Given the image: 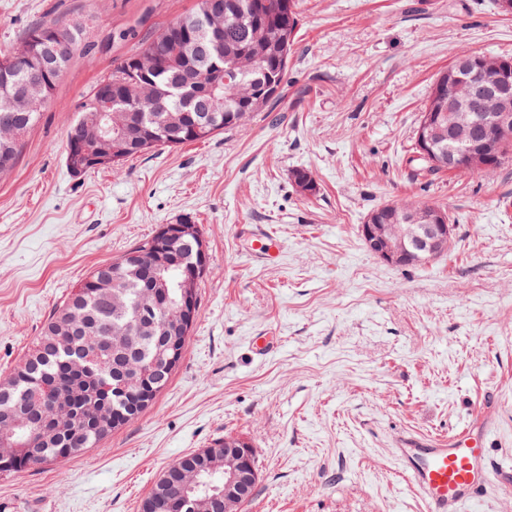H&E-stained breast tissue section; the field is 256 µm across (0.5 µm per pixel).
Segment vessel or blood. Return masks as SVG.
<instances>
[{"label":"vessel or blood","instance_id":"b4317fda","mask_svg":"<svg viewBox=\"0 0 512 512\" xmlns=\"http://www.w3.org/2000/svg\"><path fill=\"white\" fill-rule=\"evenodd\" d=\"M493 426V409L485 400L472 420L449 435L399 438L394 450L399 472L422 497L426 512H464L498 489L497 468L486 446Z\"/></svg>","mask_w":512,"mask_h":512}]
</instances>
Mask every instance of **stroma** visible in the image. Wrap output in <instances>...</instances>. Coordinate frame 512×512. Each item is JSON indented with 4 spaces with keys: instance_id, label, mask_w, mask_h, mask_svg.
Segmentation results:
<instances>
[{
    "instance_id": "obj_1",
    "label": "stroma",
    "mask_w": 512,
    "mask_h": 512,
    "mask_svg": "<svg viewBox=\"0 0 512 512\" xmlns=\"http://www.w3.org/2000/svg\"><path fill=\"white\" fill-rule=\"evenodd\" d=\"M195 0H0V53L33 22L87 15L93 62L56 85L0 176V379L93 267L163 224H197L210 266L181 363L103 445L0 473L9 512H139L177 458L230 435L256 450L242 512H425L397 471L399 435L447 434L498 397L492 455L512 465V156L497 173L413 160L436 75L459 52L512 57L494 0H300L283 96L242 129L82 176L66 131L101 76ZM309 169L316 194L292 182ZM446 209L447 254L384 263L360 227L388 203ZM276 236L255 256L245 230ZM276 347L257 358L258 339Z\"/></svg>"
}]
</instances>
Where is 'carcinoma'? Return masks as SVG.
I'll list each match as a JSON object with an SVG mask.
<instances>
[{"label":"carcinoma","mask_w":512,"mask_h":512,"mask_svg":"<svg viewBox=\"0 0 512 512\" xmlns=\"http://www.w3.org/2000/svg\"><path fill=\"white\" fill-rule=\"evenodd\" d=\"M208 0H197L195 9L167 25L152 40L140 45L105 74L79 103L78 117L67 129L66 146L81 144L92 135L98 113L106 102L97 95L100 85L112 84L115 92H128L140 100L141 111L127 119L129 136H158L153 148L178 147L200 141L175 132L180 125L210 121L217 133L239 129L251 115L278 101L282 93L258 96L253 92L255 81L272 76L284 85L288 63L298 34L299 0H224V33L216 43L208 30ZM63 27L69 41L65 46L46 43L38 48L36 64L14 66L0 71V174L14 167L22 141L38 123L40 110L10 112V97L38 82L39 67L54 69L53 83L63 77L76 55L88 58L93 48L85 44L86 25L44 21L29 28L25 40L32 42L46 35L49 28ZM145 56L144 67L137 58ZM199 74L207 78L210 93L184 98L185 80ZM177 133L179 139L169 141L163 133ZM484 147V155L496 159L490 167L470 163L468 153L459 144L444 136L438 150L457 151L458 172L493 176L512 152L503 149L494 138L486 121L472 131ZM294 184L303 192L314 194L318 184L312 173L303 168L292 171ZM413 204H397L391 210L382 206L369 218L382 224H401L403 216L416 210ZM153 235L130 248L117 259L94 267L80 280L44 325L35 346L20 360L12 373L0 381V414L20 413L37 424L44 417L55 418L59 425H75L89 434L86 443H76L58 432L60 453L54 446L40 448L42 462H58L82 455L97 446L94 431L101 415L117 416L118 430L137 418L144 409L138 397L143 390L139 365L150 361L164 344L169 325L167 314L159 312L155 323L139 324L137 306L145 299L164 306L165 286L170 275L157 269L155 256L166 252ZM171 268L182 272L194 258L193 238L184 239L174 247ZM173 370L157 368L149 379L151 391L160 394L171 381ZM224 454V439L210 446L185 454L168 466L140 504V512H154V506L178 505L182 485L177 473L200 470L215 456ZM201 494L211 497L210 512H224V482H216Z\"/></svg>","instance_id":"1"}]
</instances>
